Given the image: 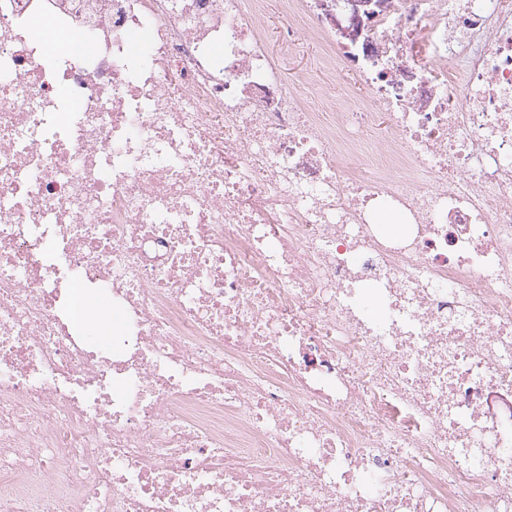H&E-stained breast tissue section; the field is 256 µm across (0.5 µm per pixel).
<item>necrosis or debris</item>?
I'll return each instance as SVG.
<instances>
[{"mask_svg":"<svg viewBox=\"0 0 512 512\" xmlns=\"http://www.w3.org/2000/svg\"><path fill=\"white\" fill-rule=\"evenodd\" d=\"M319 3L0 0V512H512V0ZM264 1L259 23L265 46L273 59L288 58V67L281 72L288 88L308 96L310 106L316 111L322 106L326 108L325 104L332 101L336 102V110L331 112L374 111L375 106L368 99L367 91L355 81L352 71L327 70L322 67L324 47L319 39L298 35L294 41L288 40L281 23L283 0ZM304 75L311 77L313 89L305 88ZM342 103H346L348 108L340 109Z\"/></svg>","mask_w":512,"mask_h":512,"instance_id":"4bbe7bcc","label":"necrosis or debris"}]
</instances>
